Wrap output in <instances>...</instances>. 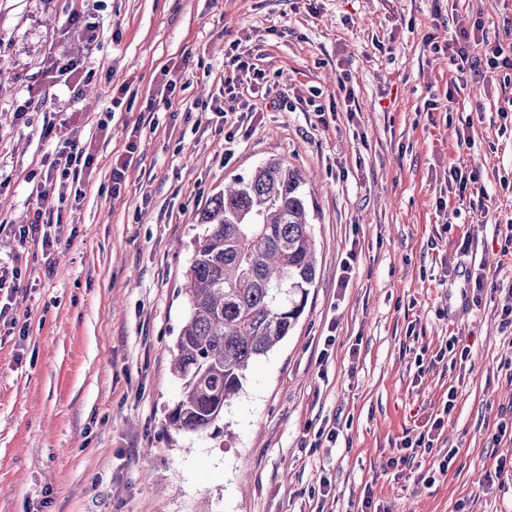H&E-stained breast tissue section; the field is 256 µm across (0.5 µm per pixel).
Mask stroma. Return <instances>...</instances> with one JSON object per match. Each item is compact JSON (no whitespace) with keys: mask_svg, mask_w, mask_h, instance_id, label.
I'll return each mask as SVG.
<instances>
[{"mask_svg":"<svg viewBox=\"0 0 512 512\" xmlns=\"http://www.w3.org/2000/svg\"><path fill=\"white\" fill-rule=\"evenodd\" d=\"M70 6L0 0V259L19 256L24 284L15 325L0 322V512H356L367 495L380 512H512V484L479 481L494 456L512 457L498 428L512 409V326L493 293L448 309L468 272L512 280L500 232L512 147H492L512 84L488 68L448 100L454 68L429 47L478 19L512 45V0H84L74 26ZM235 44L266 79L251 135L228 146L231 124L207 107L237 106L224 95ZM64 53L92 71L79 92L48 71ZM170 80L172 107L152 110ZM32 86L40 112L27 124L15 111ZM315 92L336 111L329 126L308 110ZM61 136L99 160L65 206L34 178ZM131 143L115 196L112 159ZM270 159L315 175L316 282L295 329L250 367L225 428L175 432L197 216ZM453 163L479 169L486 212L439 209ZM37 208L60 222L48 260L19 241ZM439 418L430 458L388 467Z\"/></svg>","mask_w":512,"mask_h":512,"instance_id":"obj_1","label":"stroma"}]
</instances>
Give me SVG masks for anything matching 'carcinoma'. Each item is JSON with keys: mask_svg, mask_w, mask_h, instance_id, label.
Here are the masks:
<instances>
[{"mask_svg": "<svg viewBox=\"0 0 512 512\" xmlns=\"http://www.w3.org/2000/svg\"><path fill=\"white\" fill-rule=\"evenodd\" d=\"M303 172L280 159L218 192L186 271L189 317L175 342L182 380L168 413L177 432L205 431L224 418L252 362L295 328L317 273L313 216Z\"/></svg>", "mask_w": 512, "mask_h": 512, "instance_id": "carcinoma-1", "label": "carcinoma"}]
</instances>
